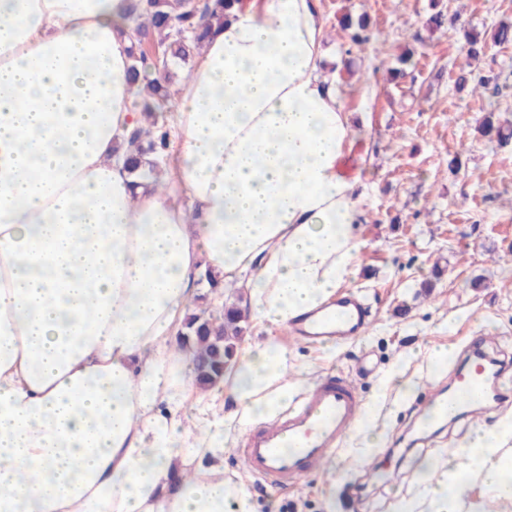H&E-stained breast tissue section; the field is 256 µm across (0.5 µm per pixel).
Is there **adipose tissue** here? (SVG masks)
<instances>
[{"mask_svg": "<svg viewBox=\"0 0 512 512\" xmlns=\"http://www.w3.org/2000/svg\"><path fill=\"white\" fill-rule=\"evenodd\" d=\"M129 0H0V512H255L224 450L298 389L273 339L207 392L181 344L207 271L289 327L354 275L353 117L318 0H238L179 84L162 173L135 180ZM512 419L398 512L512 500Z\"/></svg>", "mask_w": 512, "mask_h": 512, "instance_id": "ef3b65f1", "label": "adipose tissue"}]
</instances>
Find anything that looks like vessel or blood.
I'll list each match as a JSON object with an SVG mask.
<instances>
[{"mask_svg": "<svg viewBox=\"0 0 512 512\" xmlns=\"http://www.w3.org/2000/svg\"><path fill=\"white\" fill-rule=\"evenodd\" d=\"M368 326V306L346 292L301 318L293 332L313 344H341L362 335ZM496 370L494 361L474 350L468 368L457 377L454 393L442 403L444 412L453 417L466 406L482 409L484 381ZM360 409L349 379L341 375L320 378L284 413L245 438L238 450L241 465L270 487L296 484L321 470L329 453L342 446Z\"/></svg>", "mask_w": 512, "mask_h": 512, "instance_id": "b4317fda", "label": "vessel or blood"}]
</instances>
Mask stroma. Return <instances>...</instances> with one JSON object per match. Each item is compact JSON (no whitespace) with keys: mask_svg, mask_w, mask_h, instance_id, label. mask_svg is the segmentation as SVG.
Listing matches in <instances>:
<instances>
[{"mask_svg":"<svg viewBox=\"0 0 512 512\" xmlns=\"http://www.w3.org/2000/svg\"><path fill=\"white\" fill-rule=\"evenodd\" d=\"M327 57H342L336 89L354 119L355 144L345 166L365 186L362 243L346 288L372 308L366 333L333 347H313L292 331L250 325L272 336L312 385L325 372L355 375L377 441L350 431L322 471L298 486L271 488L244 474L235 448L224 452L227 477L244 481L255 512H393L418 491L420 463L447 459L477 428L512 413V384L481 418L464 414L422 428L425 394L447 390L475 337L512 371V137L487 142V115L512 128V42L495 43L512 23V0H318ZM443 13L444 24L429 18ZM367 16L373 38L357 48L341 27ZM483 46L466 56L468 37ZM411 53L404 77L393 67ZM465 86H458L460 74ZM497 96L473 91L478 80ZM459 158L458 171L448 162ZM451 357L435 366L430 355Z\"/></svg>","mask_w":512,"mask_h":512,"instance_id":"35a3bbf8","label":"stroma"}]
</instances>
